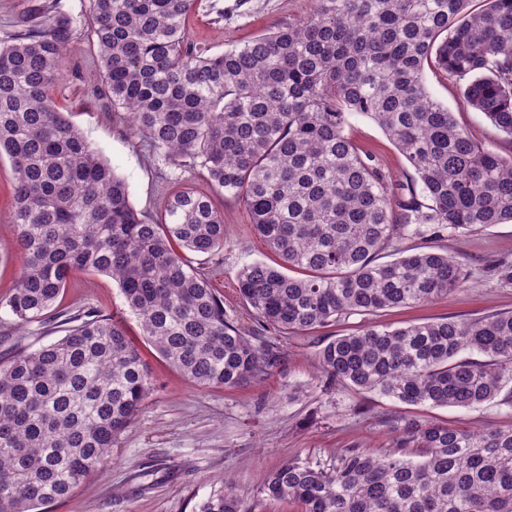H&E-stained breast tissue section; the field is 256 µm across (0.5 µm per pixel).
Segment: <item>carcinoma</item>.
<instances>
[{
    "instance_id": "obj_1",
    "label": "carcinoma",
    "mask_w": 512,
    "mask_h": 512,
    "mask_svg": "<svg viewBox=\"0 0 512 512\" xmlns=\"http://www.w3.org/2000/svg\"><path fill=\"white\" fill-rule=\"evenodd\" d=\"M87 2L102 67L94 94L131 115L148 152L206 171L240 201L277 257L237 273L261 326L302 333L432 302L471 272L446 251L406 254L395 243L512 222V154L476 143L425 81V67L443 71L512 141V0H484L478 12L470 0H315L307 17L213 55L190 40L191 0ZM78 43L59 0H29L0 41V155L12 164L21 260L0 306L22 329L65 332L31 350L20 331L0 363V512L68 498L111 462L152 390L120 321L59 307L70 273L111 276L144 339L198 387L260 380L280 359L277 338L239 328L210 273L187 256L224 251V215L211 198L179 190L161 221L142 214L57 110L50 88ZM354 114L404 155L405 181L388 182L345 134ZM317 360L328 388L412 406L512 404V313L368 325L330 339ZM380 423L394 447L346 448L326 469L290 458L263 475L262 494L300 512H512V427ZM198 512L249 508L226 488Z\"/></svg>"
}]
</instances>
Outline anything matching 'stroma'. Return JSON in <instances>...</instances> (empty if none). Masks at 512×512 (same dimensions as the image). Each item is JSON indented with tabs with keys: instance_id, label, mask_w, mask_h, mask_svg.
<instances>
[{
	"instance_id": "stroma-1",
	"label": "stroma",
	"mask_w": 512,
	"mask_h": 512,
	"mask_svg": "<svg viewBox=\"0 0 512 512\" xmlns=\"http://www.w3.org/2000/svg\"><path fill=\"white\" fill-rule=\"evenodd\" d=\"M313 7L314 0H195L188 31L197 47L221 53L303 18ZM425 80L431 95L453 112L473 140L502 154L512 153V143L502 140L483 114L467 106L446 74L429 69ZM98 81L97 52L86 39L70 53L67 72L51 96L126 181L134 206L160 218L166 201L165 176L172 168L138 147L126 112L93 97ZM345 132L372 153L389 181H402L409 173L404 155L370 118L351 116ZM180 178L182 185L210 195L223 211L224 263L211 285L230 318L245 330L257 329L235 291L236 276L246 264L272 261V254L251 231L238 200L215 191L205 174L188 169ZM12 185L11 163L4 156L0 158V299L12 293L20 272L17 228L10 221ZM438 246L468 266L472 277L465 291L412 308L352 315L334 326L283 338L280 362L264 380L203 389L151 347L141 345L153 390L132 426L117 438L111 464L91 474L67 500L46 506L45 512H195L201 502L227 487L255 512H297L294 503L263 498L262 474L291 457L329 467L342 449L388 447L390 435L381 424L383 417L413 415L462 430L512 426V408L497 402L476 409L417 407L373 392L323 387L316 353L328 337L359 331L369 323L397 327L410 321L469 320L512 311V285L500 284L489 271L494 261L512 260V223L448 236ZM61 306L75 314L93 307L112 315L130 339L139 342L137 318L108 275L73 272Z\"/></svg>"
}]
</instances>
